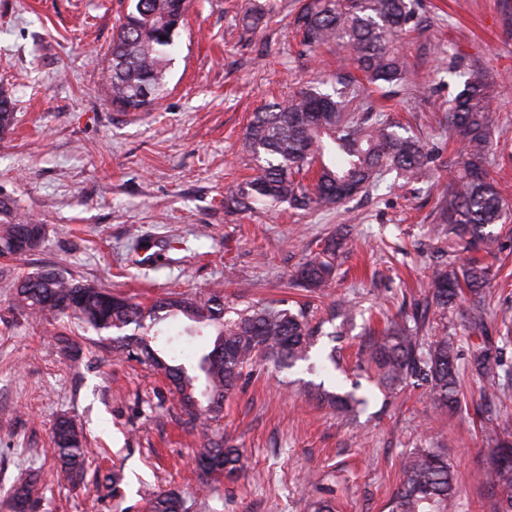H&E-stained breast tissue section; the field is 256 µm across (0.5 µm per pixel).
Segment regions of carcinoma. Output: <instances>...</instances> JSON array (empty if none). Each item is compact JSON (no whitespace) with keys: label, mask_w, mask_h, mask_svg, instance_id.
Returning <instances> with one entry per match:
<instances>
[{"label":"carcinoma","mask_w":512,"mask_h":512,"mask_svg":"<svg viewBox=\"0 0 512 512\" xmlns=\"http://www.w3.org/2000/svg\"><path fill=\"white\" fill-rule=\"evenodd\" d=\"M416 0H304L289 26L301 36L305 53H315L331 43L344 48L368 84L389 93L408 78V61L400 47L418 26ZM186 0H133L113 37L108 80L112 102L139 111L165 94V69L174 38L184 22ZM463 90L452 100L451 124L462 143L460 162L441 202V232L448 236V260L432 274L431 301L446 311L467 294L461 324L467 337L485 328V286L491 270L472 258L456 261L460 242L490 253L499 237L490 227L503 223L506 207L485 168L490 150L493 117L488 103L492 86L477 70L462 68ZM363 85L336 78L330 91L304 88L286 100L254 112L244 134L243 148L255 164V175L224 196V208L246 212L288 203L297 210L331 209L370 189L379 179L394 175L393 182L409 184L434 175V151L429 143L381 118L368 105ZM14 101L0 91V132L12 126ZM315 172L306 185L298 175ZM30 222L13 199L0 197V254L22 256L37 245L41 229L23 232ZM341 242H332L308 259L297 274L302 287L316 291L334 272ZM18 304L48 318L68 317L78 326L98 333L117 332L110 349L128 360L150 364L173 385L184 414L205 424L204 442L196 453V468L205 475L221 472L237 480L244 451L224 439L220 421L224 399L238 388L244 368L261 360L276 368H293L311 359L316 336L302 310L276 304L247 306L229 312L224 295L203 298L169 295L145 308L114 296L89 281H77L54 270H38L16 284ZM185 318L187 335L207 330L211 348L197 365L179 362L172 344L174 322ZM132 332H127L129 326ZM364 363L374 368L378 382L394 388L416 380L429 391L434 408L452 410L460 402L464 373L488 383L500 378L502 360L495 348L483 345L459 365L454 339L439 336L425 345L418 332L394 324L364 349ZM358 386L345 391L319 385L310 397L336 414L350 416L367 404ZM493 434L490 454L494 465L495 512H512V431L487 420ZM52 443L60 477L71 482L85 468L90 451L83 432L68 419L56 421ZM402 481L391 502V512H458L457 487L448 456L441 448L421 447L401 461ZM36 491L29 477L18 479L8 491L15 508L27 506ZM182 500L158 493L148 512H182Z\"/></svg>","instance_id":"carcinoma-1"}]
</instances>
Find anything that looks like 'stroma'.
<instances>
[{
  "mask_svg": "<svg viewBox=\"0 0 512 512\" xmlns=\"http://www.w3.org/2000/svg\"><path fill=\"white\" fill-rule=\"evenodd\" d=\"M421 2L422 27L402 45L407 81L369 102L438 144V182L385 184L326 210L283 203L228 214L225 192L251 174L242 139L252 112L352 70L336 48L300 54L287 26L300 0H190L166 95L147 112L114 106L105 78L131 0H0V89L15 102L14 124L0 134V194L41 227L29 254L0 256V512H11L6 492L27 474L37 492L26 512H146L163 491L179 494L184 512H308L313 498L336 512H388L402 457L422 446L447 452L459 512H493L488 436L472 419L481 406L512 425V344L503 345L506 375L493 386L467 379L455 413L437 412L424 386L387 389L358 367L366 328L386 320L421 314L428 339L460 330L457 315L426 307L444 248L434 237L439 201L458 161L446 120L463 87L452 59L482 70L493 88L486 166L512 203V0ZM255 3L268 22L244 30ZM342 228L345 251L321 297L291 286L296 268ZM495 231L503 248L488 259L487 340L496 346L512 317V217ZM46 267L145 307L170 292L212 290L228 307H308L311 355L335 350L338 367L245 370L223 424L247 468L234 482L201 481L193 457L202 429L185 423L160 372L113 356L93 330L18 306L17 278ZM343 298L357 308L348 325L331 314ZM60 333L75 350H63ZM311 381L360 383L369 405L337 416L308 399ZM62 417L83 426L93 451L73 485L56 478L51 434Z\"/></svg>",
  "mask_w": 512,
  "mask_h": 512,
  "instance_id": "1",
  "label": "stroma"
}]
</instances>
